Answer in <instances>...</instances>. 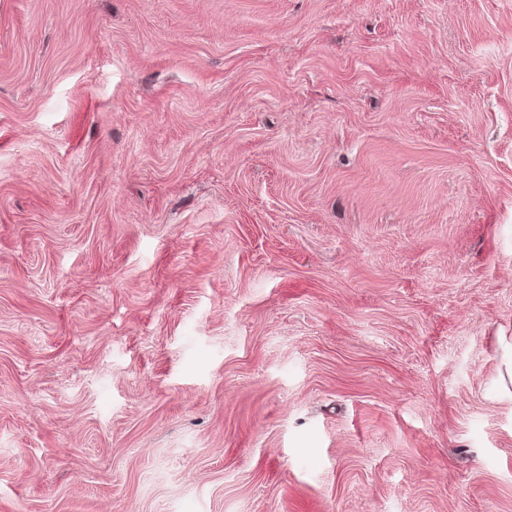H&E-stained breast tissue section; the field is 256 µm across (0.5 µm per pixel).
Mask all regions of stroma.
Returning a JSON list of instances; mask_svg holds the SVG:
<instances>
[{"label": "stroma", "instance_id": "35a3bbf8", "mask_svg": "<svg viewBox=\"0 0 512 512\" xmlns=\"http://www.w3.org/2000/svg\"><path fill=\"white\" fill-rule=\"evenodd\" d=\"M512 0H0V512H512ZM497 352L496 392L500 398L512 401V336H498Z\"/></svg>", "mask_w": 512, "mask_h": 512}]
</instances>
